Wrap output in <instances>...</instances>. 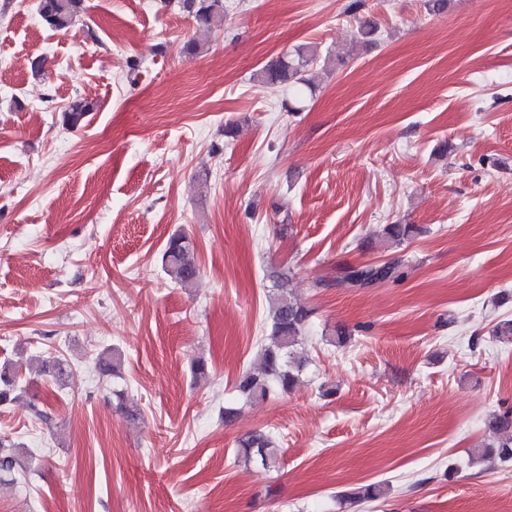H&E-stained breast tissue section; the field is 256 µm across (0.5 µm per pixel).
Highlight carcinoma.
<instances>
[{
  "label": "carcinoma",
  "instance_id": "carcinoma-1",
  "mask_svg": "<svg viewBox=\"0 0 512 512\" xmlns=\"http://www.w3.org/2000/svg\"><path fill=\"white\" fill-rule=\"evenodd\" d=\"M85 0H38L37 10L41 19L50 28L66 32L73 27L84 11ZM180 8L193 18L202 29H211L224 17V0H179ZM316 59V50L301 47L286 57L269 61L261 70L263 83L280 87H291L296 95H301L305 68ZM93 111V104L82 98L73 99L64 112V123L72 128L80 126ZM419 233L413 224H388L384 234L393 239H407ZM163 266L170 279L187 287L193 284L199 275L195 259V248L185 235H176L169 239L162 256ZM406 276L403 264H366L358 268H348L344 281L353 288H364L370 284L387 281H399ZM312 310L297 298L290 295L286 282H281L269 296L268 331L264 336L259 359L258 371H246L238 378L237 390L247 398H264L275 387L282 392L294 389L302 375L304 361L297 357L294 347L302 335ZM37 372L54 379L65 373L62 360L56 357L37 358ZM20 388L14 375L6 367H0V405L12 403L19 398ZM238 456L248 465L259 463L270 467L279 460L278 448L273 438L264 433H255L241 442ZM25 467L21 460L19 445L7 435H0V476L13 474ZM383 495V487L373 483L362 486L353 499L356 501H375Z\"/></svg>",
  "mask_w": 512,
  "mask_h": 512
}]
</instances>
